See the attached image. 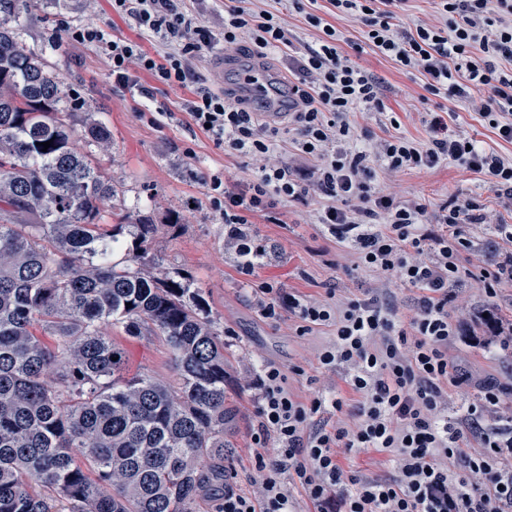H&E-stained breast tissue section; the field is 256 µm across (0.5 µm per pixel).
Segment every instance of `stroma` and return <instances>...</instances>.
Returning <instances> with one entry per match:
<instances>
[{
    "instance_id": "35a3bbf8",
    "label": "stroma",
    "mask_w": 512,
    "mask_h": 512,
    "mask_svg": "<svg viewBox=\"0 0 512 512\" xmlns=\"http://www.w3.org/2000/svg\"><path fill=\"white\" fill-rule=\"evenodd\" d=\"M225 0H194L193 9L201 25L215 33L212 47L197 55L192 66L200 83L224 92L226 97L255 112H266L276 90H287L294 77L287 55L261 58L241 50H225L219 33L224 25ZM112 22L108 0H76L71 11L54 15L48 21L28 24L27 44L43 41L53 26L105 28ZM341 35L339 47L352 60L371 71L383 83L386 112H359L353 120L358 132L369 133L372 142L404 135L425 139L428 113L437 111L442 100L425 97L424 78L420 73H406L367 47L362 25L352 17L333 18ZM47 60L59 68L69 95L80 97L92 106L90 113L76 111V125L85 120L102 124L111 134L110 145H93L95 163L111 176L120 190V203L140 211L159 231L152 251L164 267L189 272L203 288L209 313L218 331L224 332V356L231 378L227 394L239 410L238 427L232 437L233 456L226 468L237 471L235 488L249 489L242 473V462L249 456L251 434L256 425L246 379L262 365L275 363L285 368L301 367L302 375L291 376V390L302 400L339 392L347 405H354L355 395L342 380L341 371L321 367L317 355L332 334L322 327L306 336L296 335L291 319L276 323L263 321L257 314L252 293L236 271L237 257L224 242V218L211 210L204 199L203 180L217 172L232 181L248 180L259 165L258 160L225 155L205 136H193L186 126L180 106L189 98L188 90L153 85L150 97L115 87L107 58L90 45L63 42L60 50L48 53ZM259 71L266 91L261 95L243 93L241 76ZM170 113L166 124L155 127L144 117L145 111ZM193 146L194 156H186V146ZM374 184L381 192L396 191L402 199L426 203L430 213H437L445 202L476 198L486 205L490 223L473 224L468 235L478 248L476 263L491 264L500 252L496 224H512V210L504 208L496 189L482 178L454 164L431 170L391 173L376 168ZM318 195L287 207L285 223L268 217L257 218L248 233L264 250V264L256 282H273L286 290L312 298H343L356 295L374 297L391 305L397 316H407L415 305L416 290L399 283H383L364 269L345 271L342 252L324 226L317 224ZM456 300L452 316L461 327L479 328L478 317L491 311L503 322H512V283L504 285L496 302H488L474 288L472 281L461 282L454 289ZM113 342L126 354L127 369L135 374L146 372L168 381L172 378L169 353L158 337L131 338L121 331H111ZM455 362L470 376L467 386L448 392V415L457 417L464 402L479 393L480 382L495 375L501 382L512 381V354H490L482 347L463 342L450 351Z\"/></svg>"
}]
</instances>
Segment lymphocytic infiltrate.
<instances>
[{
    "label": "lymphocytic infiltrate",
    "instance_id": "1",
    "mask_svg": "<svg viewBox=\"0 0 512 512\" xmlns=\"http://www.w3.org/2000/svg\"><path fill=\"white\" fill-rule=\"evenodd\" d=\"M250 2L225 5V47L259 56L288 50L279 15L253 10ZM403 2L327 0L325 15L305 14L320 37L294 61L298 81L288 123L296 135L289 140L259 113L197 85L188 59L211 37L184 0H111L113 13L133 20L131 37L98 28L64 30L69 40L102 49L121 88L140 89L143 73L167 86L192 87L184 104L188 127L225 152L242 158L287 153V161L261 168L243 186L210 177V204L224 214L239 274L253 276L263 254L247 233L249 224L315 193L319 223L353 268L417 291L415 314L404 324L373 297L313 300L269 282L253 289L259 315L274 321L291 315L297 335L332 327L319 362L345 367L344 382L358 402L348 410L340 397L301 401L289 388V374L263 366L247 384L257 419L250 481L258 489L225 487L222 512H297L302 499L312 512H512V423L498 413L512 388L487 379L476 400L458 417L448 416L449 387L470 380L448 356L460 339L448 312L451 288L470 279L494 301L512 282V252L473 271L463 261L472 247L465 228L485 222L479 200L448 201L432 217L425 203L397 200L372 183L378 166L400 172L458 164L496 187L512 209V159L492 145L449 133L439 114L428 121L426 141L400 135L360 145L349 116L361 109L385 111L382 82L341 54V36L329 22L336 15L360 21L373 50L399 70L420 72L430 95L468 101L473 90L488 88L478 113L499 140L512 144V0H439L440 23L410 29L396 22ZM148 36L158 38L160 49L145 47ZM327 408L344 411V418L306 432L308 419ZM358 448L384 454L394 476L368 479L345 470L339 453Z\"/></svg>",
    "mask_w": 512,
    "mask_h": 512
}]
</instances>
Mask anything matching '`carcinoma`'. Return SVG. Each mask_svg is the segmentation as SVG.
<instances>
[{"instance_id":"1","label":"carcinoma","mask_w":512,"mask_h":512,"mask_svg":"<svg viewBox=\"0 0 512 512\" xmlns=\"http://www.w3.org/2000/svg\"><path fill=\"white\" fill-rule=\"evenodd\" d=\"M34 7L68 4L0 0V512H195L234 448L224 338L193 277L149 257L157 225L107 222L118 191L73 147ZM107 327L163 338L174 381L129 374Z\"/></svg>"}]
</instances>
